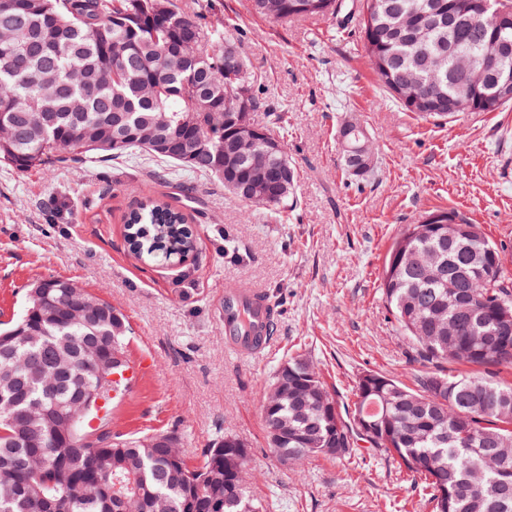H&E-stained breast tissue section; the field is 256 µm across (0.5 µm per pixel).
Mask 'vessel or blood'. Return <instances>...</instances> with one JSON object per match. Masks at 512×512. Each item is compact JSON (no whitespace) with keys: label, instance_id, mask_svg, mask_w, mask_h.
Wrapping results in <instances>:
<instances>
[{"label":"vessel or blood","instance_id":"obj_1","mask_svg":"<svg viewBox=\"0 0 512 512\" xmlns=\"http://www.w3.org/2000/svg\"><path fill=\"white\" fill-rule=\"evenodd\" d=\"M276 318V306L265 291L225 287L224 346L236 359L259 358L271 351ZM147 368V359H131L124 384L115 388V396L126 398L129 388L141 380Z\"/></svg>","mask_w":512,"mask_h":512}]
</instances>
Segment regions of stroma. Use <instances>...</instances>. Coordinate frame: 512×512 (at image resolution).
Masks as SVG:
<instances>
[{
	"mask_svg": "<svg viewBox=\"0 0 512 512\" xmlns=\"http://www.w3.org/2000/svg\"><path fill=\"white\" fill-rule=\"evenodd\" d=\"M222 26L283 112L297 170L293 207L249 209L212 178L143 152L52 172L0 163V321L16 319L25 288L67 279L111 303L130 356L148 359L112 429H177L190 465L231 434L249 457L246 479L268 512H431L428 491L386 452L312 455L291 467L269 447L261 405L277 367L305 356L341 402L367 371L415 387L412 355L381 291L386 253L408 224L458 211L512 252V105L425 119L379 84L359 23H283L248 0H173ZM361 124L376 149L363 177L341 162L338 131ZM182 210L196 236L183 264H150L126 243V213L146 197ZM233 252H225V243ZM265 290L279 310L275 349L239 361L224 349V287Z\"/></svg>",
	"mask_w": 512,
	"mask_h": 512,
	"instance_id": "1",
	"label": "stroma"
}]
</instances>
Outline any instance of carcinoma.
Wrapping results in <instances>:
<instances>
[{
	"label": "carcinoma",
	"mask_w": 512,
	"mask_h": 512,
	"mask_svg": "<svg viewBox=\"0 0 512 512\" xmlns=\"http://www.w3.org/2000/svg\"><path fill=\"white\" fill-rule=\"evenodd\" d=\"M468 0H362L364 48L377 80L406 110L444 118L465 92L459 53L492 40L512 44V21L480 31L463 16ZM342 0H265L252 12L275 21L334 16ZM459 13L450 29L433 21ZM0 163L19 170L143 151L224 185L240 202L251 158L272 141L282 116L267 107L246 62L225 70L231 38L173 0H47L43 11L0 10ZM512 75L492 66L488 94ZM264 109V137L231 168L221 164L233 126L224 111L235 89ZM425 94L414 108L401 93ZM264 185L277 209L293 196L296 173L276 154ZM288 173L281 182L280 171ZM456 226L448 228V223ZM125 223L138 257L180 264L194 249L186 215L164 201L132 208ZM506 249L448 209L407 225L390 247L381 290L416 360L429 367L412 389L379 373L359 377L353 406L381 420L365 435L341 410L312 364L291 357L274 372L262 405L268 444L289 465L322 454L381 448L424 478L433 512H512V383L494 369L512 365V273ZM129 362L127 327L106 300L69 280L27 289L15 322L0 327V512H265L242 469L247 446L226 434L191 467L176 430L112 432V376ZM472 369L446 374L444 364Z\"/></svg>",
	"instance_id": "cac0c4a2"
}]
</instances>
